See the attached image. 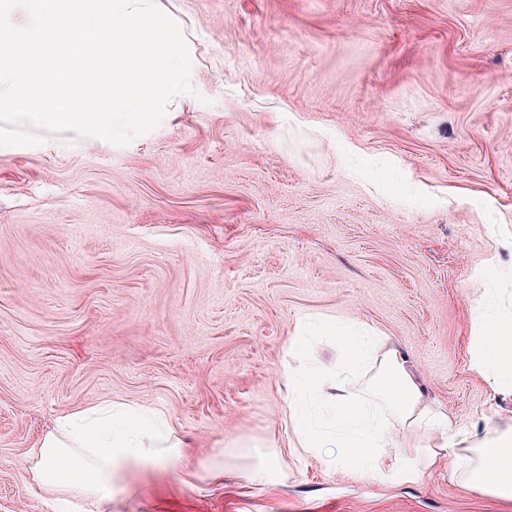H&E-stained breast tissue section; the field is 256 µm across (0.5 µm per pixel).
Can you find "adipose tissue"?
<instances>
[{
    "mask_svg": "<svg viewBox=\"0 0 512 512\" xmlns=\"http://www.w3.org/2000/svg\"><path fill=\"white\" fill-rule=\"evenodd\" d=\"M483 334L475 358L494 386L512 394V317H498L481 306L473 313ZM320 334L334 346L335 358L295 364L294 342L283 365L284 420L292 429L298 455L316 456L326 448L345 449V463L359 474L393 473L415 478L421 466L444 457L450 476L468 489L512 501V426L485 435L459 436L423 391L399 347L380 343L371 330L325 320ZM379 372L382 404L349 389L351 375L366 365ZM392 418H385L383 406ZM181 441L166 415L133 403L104 402L61 415L23 466L57 508L81 499L87 512H109L112 481L128 461L166 465L179 456ZM391 449L383 461V449Z\"/></svg>",
    "mask_w": 512,
    "mask_h": 512,
    "instance_id": "adipose-tissue-1",
    "label": "adipose tissue"
}]
</instances>
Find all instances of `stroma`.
Here are the masks:
<instances>
[{
  "mask_svg": "<svg viewBox=\"0 0 512 512\" xmlns=\"http://www.w3.org/2000/svg\"><path fill=\"white\" fill-rule=\"evenodd\" d=\"M156 4L194 91L155 130L0 150V512H51L20 461L105 400L184 443L112 512H512L444 459L297 456L282 416L299 318H335L398 344L459 432L512 425L471 316L512 312V0ZM265 461L275 482L243 478Z\"/></svg>",
  "mask_w": 512,
  "mask_h": 512,
  "instance_id": "35a3bbf8",
  "label": "stroma"
}]
</instances>
